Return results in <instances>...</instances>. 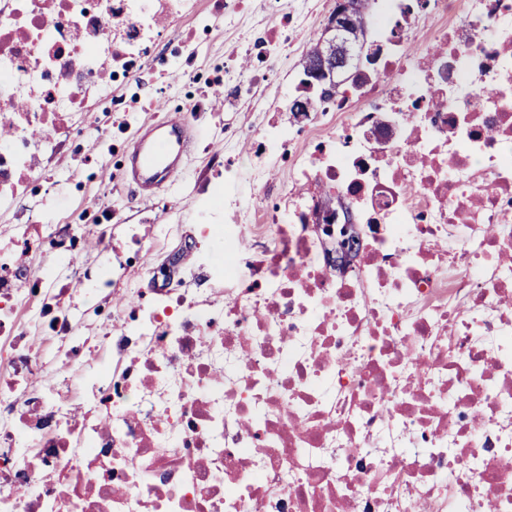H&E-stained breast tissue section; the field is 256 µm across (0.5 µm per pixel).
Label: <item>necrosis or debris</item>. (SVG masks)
<instances>
[{
  "mask_svg": "<svg viewBox=\"0 0 512 512\" xmlns=\"http://www.w3.org/2000/svg\"><path fill=\"white\" fill-rule=\"evenodd\" d=\"M268 4L257 31L250 0H0V512H512V0H375L336 87L280 69L336 0ZM220 24L244 37L205 75ZM159 63L309 106L244 154L192 102L224 152L170 280L171 225L43 187L94 135L119 155Z\"/></svg>",
  "mask_w": 512,
  "mask_h": 512,
  "instance_id": "necrosis-or-debris-1",
  "label": "necrosis or debris"
}]
</instances>
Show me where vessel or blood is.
<instances>
[{
  "instance_id": "obj_1",
  "label": "vessel or blood",
  "mask_w": 512,
  "mask_h": 512,
  "mask_svg": "<svg viewBox=\"0 0 512 512\" xmlns=\"http://www.w3.org/2000/svg\"><path fill=\"white\" fill-rule=\"evenodd\" d=\"M193 122L194 114L188 110L141 127L126 149L124 180L142 194L178 183L185 174Z\"/></svg>"
}]
</instances>
